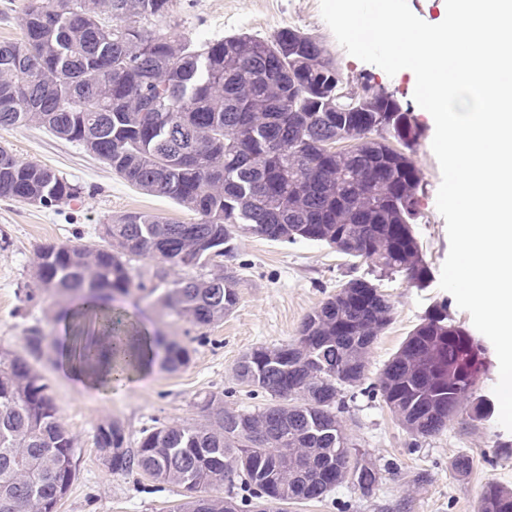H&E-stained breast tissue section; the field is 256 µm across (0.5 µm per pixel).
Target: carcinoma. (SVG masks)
I'll use <instances>...</instances> for the list:
<instances>
[{"label":"carcinoma","instance_id":"carcinoma-1","mask_svg":"<svg viewBox=\"0 0 512 512\" xmlns=\"http://www.w3.org/2000/svg\"><path fill=\"white\" fill-rule=\"evenodd\" d=\"M168 0H30L16 18L21 38L0 41V127L36 124L81 145L128 183L169 198L197 216L191 224L128 212L103 226L107 244L39 247L35 278L76 303L85 295L114 302L100 332L112 338V362L135 336L115 305L131 294L128 262L149 256L171 268L217 272L166 280L149 294L196 326L224 319L238 301L235 279L212 254L233 253L235 231L294 244L325 243L365 260L380 275L419 286L428 268L412 224L419 218L422 174L411 154L422 138L413 115L367 80L352 84L323 45L293 27L270 39L247 33L196 44L141 21L165 15ZM80 186L0 146V198L30 195L46 208ZM377 284L345 281L302 322L299 336L260 346L236 367L240 383L264 393L254 412L224 409L204 397L202 423L162 424L125 447L115 422L96 428L97 450L112 449L114 473L137 470L183 489L174 512H238L209 488L238 480L251 508L273 512L292 500L318 499L343 483L336 463L349 458L352 484L370 493L379 472L349 442L338 413L344 394L362 384L366 355L392 321ZM85 324H70L71 354L93 356ZM29 356L0 352V512H56L76 476L78 448L61 423L47 383L30 359L46 343L33 329ZM188 347L162 336L151 364L186 366ZM485 352L444 306L433 309L384 365L374 391L401 426L418 437L457 418L481 421L478 394ZM478 512H512V489L486 483Z\"/></svg>","mask_w":512,"mask_h":512}]
</instances>
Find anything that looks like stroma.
Listing matches in <instances>:
<instances>
[{"label":"stroma","mask_w":512,"mask_h":512,"mask_svg":"<svg viewBox=\"0 0 512 512\" xmlns=\"http://www.w3.org/2000/svg\"><path fill=\"white\" fill-rule=\"evenodd\" d=\"M148 26L174 31L198 44L242 32L268 39L282 28L294 27L319 40L349 79L367 78L393 93L422 130L413 155L423 177L414 232L430 278L421 288L409 286L400 275L381 278L379 286L391 301L394 315L368 351L366 384L376 381L384 364L433 308L447 305L456 322L472 328L469 313L439 287L449 240L436 207L441 170L431 147L435 125L414 101L415 86L407 71L390 76L349 55L323 21L319 0H169L166 16L149 21ZM0 145L20 160L44 164L82 188L78 199L52 208L0 198V350L22 355L30 329L55 334V319L68 306L65 298L40 288L33 276L40 246L100 239L104 223L126 212L179 223L194 221L195 215L171 199L130 185L81 146L42 127L0 128ZM235 246L226 264L237 278V305L223 321L204 327L142 299L140 288L158 282V260L137 257L129 264L134 292L124 306L155 334L188 346L191 360L181 370L157 369L99 393L82 390L63 375L52 349H45L35 361V369L51 387L61 422L78 446L76 477L57 512H172L182 499V489L134 472L112 473L94 446L97 426L108 420L119 422L128 447L134 448L144 429L195 422L196 404L209 394L223 396L228 410L263 406L265 394L251 391L236 379L241 357L259 346L292 342L305 316L348 277L373 276L370 261L317 242L282 244L240 231ZM345 405L342 425L355 447L378 469V485L366 495L345 483L323 498L285 505L282 512H477L486 482L512 488V432L499 424L498 411H491L473 427L454 421L438 435L415 437L380 398L362 389L349 392ZM461 453L473 460L471 471L463 477L456 476L450 466Z\"/></svg>","instance_id":"obj_1"}]
</instances>
